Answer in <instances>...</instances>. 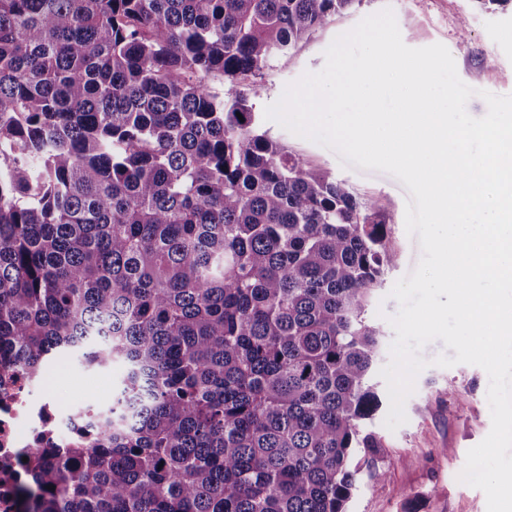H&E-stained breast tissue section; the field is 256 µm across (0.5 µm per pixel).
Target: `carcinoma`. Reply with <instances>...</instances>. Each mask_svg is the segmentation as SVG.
I'll return each mask as SVG.
<instances>
[{
	"label": "carcinoma",
	"instance_id": "cac0c4a2",
	"mask_svg": "<svg viewBox=\"0 0 512 512\" xmlns=\"http://www.w3.org/2000/svg\"><path fill=\"white\" fill-rule=\"evenodd\" d=\"M359 2L0 0V371L125 367L27 512H347L391 220L250 96Z\"/></svg>",
	"mask_w": 512,
	"mask_h": 512
}]
</instances>
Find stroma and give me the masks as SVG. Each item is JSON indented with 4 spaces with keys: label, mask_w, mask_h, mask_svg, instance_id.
<instances>
[{
    "label": "stroma",
    "mask_w": 512,
    "mask_h": 512,
    "mask_svg": "<svg viewBox=\"0 0 512 512\" xmlns=\"http://www.w3.org/2000/svg\"><path fill=\"white\" fill-rule=\"evenodd\" d=\"M386 7L393 10L407 46L421 48L440 43L448 48L460 79L478 91L467 103L471 116L480 118L487 112L481 91L512 95L511 4L483 8L477 0H361L348 13L333 17L310 40L271 61L252 98L255 112H264L278 101L286 86L304 73L320 71L325 64V51L338 35ZM263 128L274 139L304 155L314 167L348 183L358 195L379 199L389 213L397 262L387 273L368 312L369 319L382 330L375 366L383 368L390 360L389 348L395 338L388 318L398 310L389 293L398 279L416 268L422 255L418 236L409 235L405 227L411 195L394 176L342 165L332 149L294 135L275 121H264ZM445 351L440 340L423 347L421 356L427 365L417 375L414 391L405 402L407 421L396 430H389L384 424L389 400L386 382L381 376H374L382 406L372 428L384 445L377 464L385 470L386 478L376 482L368 474H361L348 512H487L484 492L460 482L458 476L468 450L491 429L489 377L475 365L436 366L435 358ZM122 374L123 368L118 364L100 370L68 358L53 368L50 394L73 405L100 401L119 385Z\"/></svg>",
    "instance_id": "1"
}]
</instances>
